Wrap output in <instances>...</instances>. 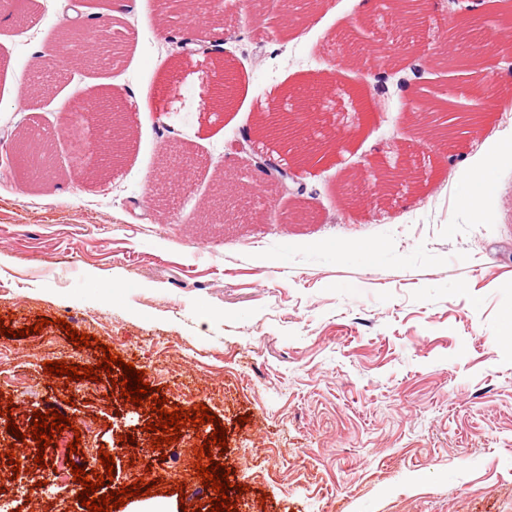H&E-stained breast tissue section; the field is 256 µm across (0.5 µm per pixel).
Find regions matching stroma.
I'll return each instance as SVG.
<instances>
[{
  "label": "stroma",
  "mask_w": 512,
  "mask_h": 512,
  "mask_svg": "<svg viewBox=\"0 0 512 512\" xmlns=\"http://www.w3.org/2000/svg\"><path fill=\"white\" fill-rule=\"evenodd\" d=\"M112 2L98 0L87 15L130 30L119 66L68 81L33 53L64 20L58 0L0 6V100L40 75L52 91L35 110L0 108V318L16 330L48 321L24 338L0 335V393L13 403L12 415H0V499L13 512H80L62 491L73 482L75 440L77 452L113 455L109 489L162 473L163 492L131 497L118 512L158 501L195 512L214 495L195 475V453L221 425L220 462L238 512H512V164L492 173L483 223L462 203L466 164L512 132V104L478 134L458 136L453 151L432 152L404 115L449 91L454 71L432 68L423 83L370 91L363 66L336 64L343 40L368 56L396 39L380 0H326L305 21L272 9L260 27L233 14L213 33L205 18L192 28L163 20L155 0L118 16ZM501 7L428 0L414 38L433 58L459 14L493 18ZM366 16L364 38L356 21ZM188 58L232 70L234 111L203 110L208 81L181 68ZM328 76L347 94L332 110L316 103L338 146L292 169L311 222L285 223L286 206L266 211L241 198L240 223H198L215 167L242 170L231 144L261 103L296 111L289 90ZM109 95L136 130L109 176L84 180L60 139L58 178L16 190L5 145L16 125L30 118L51 131L69 102ZM141 97L158 99V110L140 113ZM396 157L409 180L381 207L343 206L344 172L364 178ZM59 318L144 371L169 403L208 407L218 423L183 427L147 471L150 413L109 379L45 374V362L94 366L104 354L75 348ZM37 410L75 424L42 452L58 479L40 494L36 442L6 429L11 420L31 428ZM11 449L30 459L26 473L14 475Z\"/></svg>",
  "instance_id": "35a3bbf8"
}]
</instances>
